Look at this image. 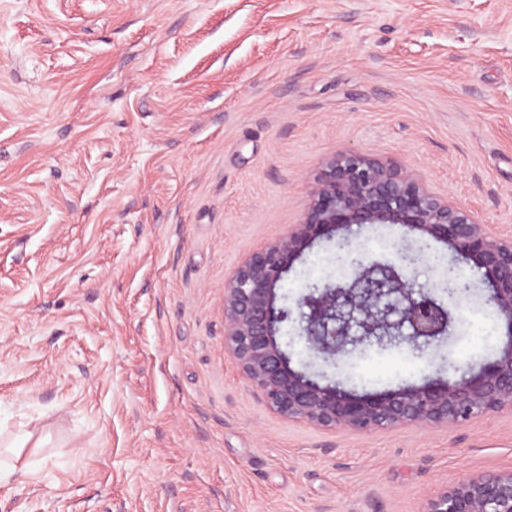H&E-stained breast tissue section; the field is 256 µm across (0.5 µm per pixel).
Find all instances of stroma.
I'll return each instance as SVG.
<instances>
[{
  "label": "stroma",
  "instance_id": "35a3bbf8",
  "mask_svg": "<svg viewBox=\"0 0 512 512\" xmlns=\"http://www.w3.org/2000/svg\"><path fill=\"white\" fill-rule=\"evenodd\" d=\"M391 160L512 235V0H0V461L43 440L0 512H418L512 469V413L326 430L271 411L224 353V284L298 223L330 157ZM372 226L374 259L451 254ZM305 252L278 290L337 278ZM424 357L297 339L293 368L357 393L458 380L486 351L477 270ZM458 371H448L443 356Z\"/></svg>",
  "mask_w": 512,
  "mask_h": 512
}]
</instances>
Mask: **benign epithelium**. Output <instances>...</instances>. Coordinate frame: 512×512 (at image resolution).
I'll use <instances>...</instances> for the list:
<instances>
[{
    "mask_svg": "<svg viewBox=\"0 0 512 512\" xmlns=\"http://www.w3.org/2000/svg\"><path fill=\"white\" fill-rule=\"evenodd\" d=\"M353 224H390L441 242L482 271L488 302L508 345L489 363L455 382L355 394L320 385L291 367L278 335L292 309L277 290L293 264L322 240H336L349 281L305 287L296 303L299 339L334 364L347 346L384 349L404 344L423 356L447 334L454 309L405 276L412 258L390 262L352 256L336 234ZM224 352L272 410L291 420L353 432L409 424L461 427L480 416L512 412V239L490 232L467 209L431 193L392 164L357 152L340 154L310 191L298 224L248 254L224 286ZM419 512H512V470L473 474L436 489Z\"/></svg>",
    "mask_w": 512,
    "mask_h": 512,
    "instance_id": "7a95c632",
    "label": "benign epithelium"
}]
</instances>
